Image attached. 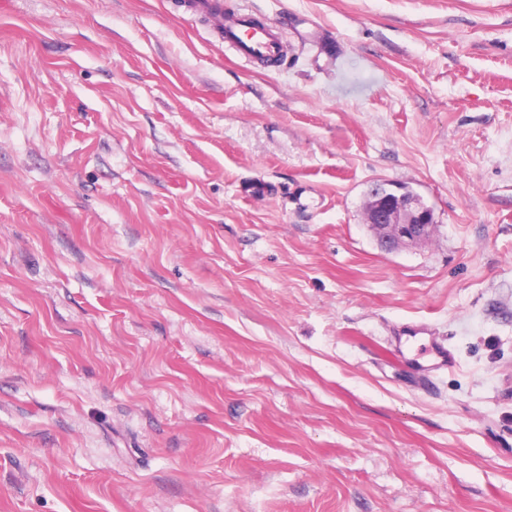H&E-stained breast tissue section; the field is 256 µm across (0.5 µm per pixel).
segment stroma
I'll use <instances>...</instances> for the list:
<instances>
[{
    "instance_id": "obj_1",
    "label": "stroma",
    "mask_w": 512,
    "mask_h": 512,
    "mask_svg": "<svg viewBox=\"0 0 512 512\" xmlns=\"http://www.w3.org/2000/svg\"><path fill=\"white\" fill-rule=\"evenodd\" d=\"M223 3L0 0V512H512V0ZM196 1V8L214 17L224 34V41L245 62L269 65L284 57L285 43L281 29L258 23L252 15L245 13L225 24L222 0ZM364 224L387 249L429 243L437 221L420 195L406 186L381 183L367 195L362 208Z\"/></svg>"
}]
</instances>
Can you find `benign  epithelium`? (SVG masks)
<instances>
[{
  "instance_id": "benign-epithelium-1",
  "label": "benign epithelium",
  "mask_w": 512,
  "mask_h": 512,
  "mask_svg": "<svg viewBox=\"0 0 512 512\" xmlns=\"http://www.w3.org/2000/svg\"><path fill=\"white\" fill-rule=\"evenodd\" d=\"M362 219L390 250L429 243L437 226L433 209L418 193L388 183L379 184L367 195Z\"/></svg>"
}]
</instances>
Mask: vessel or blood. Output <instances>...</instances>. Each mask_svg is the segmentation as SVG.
I'll list each match as a JSON object with an SVG mask.
<instances>
[{
    "label": "vessel or blood",
    "mask_w": 512,
    "mask_h": 512,
    "mask_svg": "<svg viewBox=\"0 0 512 512\" xmlns=\"http://www.w3.org/2000/svg\"><path fill=\"white\" fill-rule=\"evenodd\" d=\"M197 7L220 23L225 42L245 62L269 65L283 58L285 43L280 29L259 23L245 13L225 21L222 0H198Z\"/></svg>",
    "instance_id": "b4317fda"
}]
</instances>
